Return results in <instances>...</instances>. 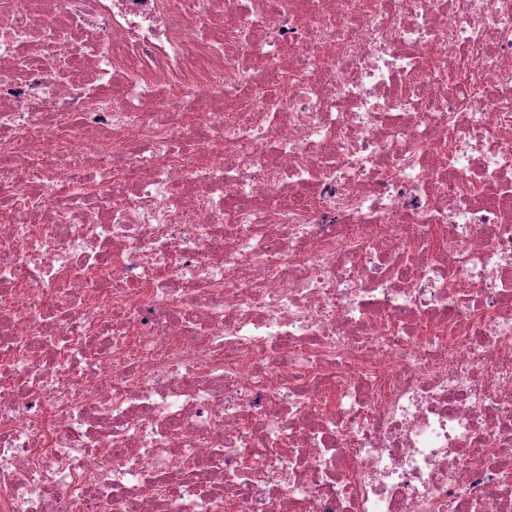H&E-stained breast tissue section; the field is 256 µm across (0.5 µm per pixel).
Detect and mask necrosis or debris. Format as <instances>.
Listing matches in <instances>:
<instances>
[{
  "label": "necrosis or debris",
  "instance_id": "obj_1",
  "mask_svg": "<svg viewBox=\"0 0 512 512\" xmlns=\"http://www.w3.org/2000/svg\"><path fill=\"white\" fill-rule=\"evenodd\" d=\"M0 512H512V0H0Z\"/></svg>",
  "mask_w": 512,
  "mask_h": 512
}]
</instances>
